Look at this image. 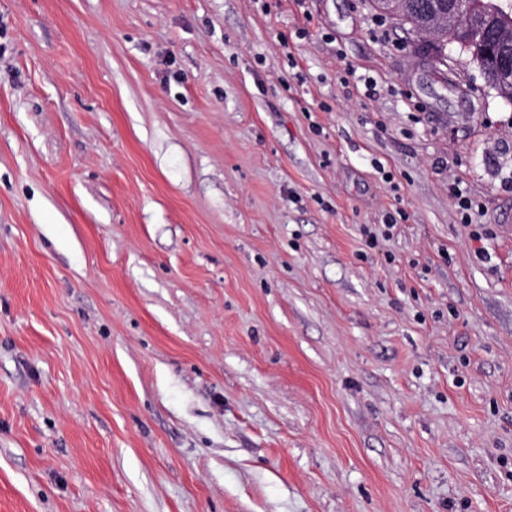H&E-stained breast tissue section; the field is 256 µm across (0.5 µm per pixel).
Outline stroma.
Masks as SVG:
<instances>
[{
	"label": "stroma",
	"mask_w": 512,
	"mask_h": 512,
	"mask_svg": "<svg viewBox=\"0 0 512 512\" xmlns=\"http://www.w3.org/2000/svg\"><path fill=\"white\" fill-rule=\"evenodd\" d=\"M431 48L0 0V512H512V104Z\"/></svg>",
	"instance_id": "stroma-1"
}]
</instances>
